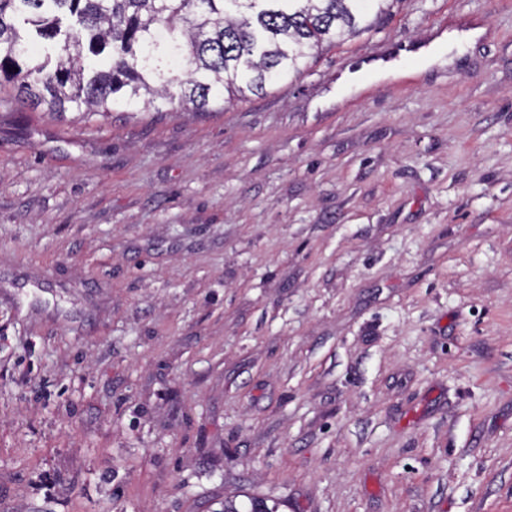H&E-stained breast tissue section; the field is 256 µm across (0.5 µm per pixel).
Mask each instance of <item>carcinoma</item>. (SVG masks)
<instances>
[{"instance_id":"obj_1","label":"carcinoma","mask_w":512,"mask_h":512,"mask_svg":"<svg viewBox=\"0 0 512 512\" xmlns=\"http://www.w3.org/2000/svg\"><path fill=\"white\" fill-rule=\"evenodd\" d=\"M382 0H0V82L52 115L110 114L141 94L209 110L301 73L324 41L359 31ZM172 54L189 68L173 69ZM252 498L242 511L274 512Z\"/></svg>"}]
</instances>
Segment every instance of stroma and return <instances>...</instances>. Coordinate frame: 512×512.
I'll list each match as a JSON object with an SVG mask.
<instances>
[{"mask_svg":"<svg viewBox=\"0 0 512 512\" xmlns=\"http://www.w3.org/2000/svg\"><path fill=\"white\" fill-rule=\"evenodd\" d=\"M0 86V512H512V0L109 118Z\"/></svg>","mask_w":512,"mask_h":512,"instance_id":"obj_1","label":"stroma"}]
</instances>
